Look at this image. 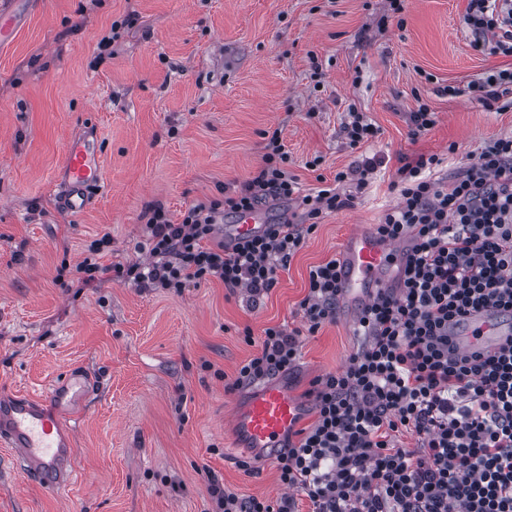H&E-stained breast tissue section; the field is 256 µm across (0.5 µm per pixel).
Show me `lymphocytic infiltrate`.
Here are the masks:
<instances>
[{"instance_id":"obj_1","label":"lymphocytic infiltrate","mask_w":512,"mask_h":512,"mask_svg":"<svg viewBox=\"0 0 512 512\" xmlns=\"http://www.w3.org/2000/svg\"><path fill=\"white\" fill-rule=\"evenodd\" d=\"M463 23L473 46L512 58V0H469ZM262 163L237 188L189 206L180 220L164 207L145 211L140 250L149 262L118 265V277L181 293L188 283L222 282L259 301L278 282L323 214L352 206L378 171L372 157L303 192L288 170L281 129L264 132ZM437 155L397 168V203L376 233L407 245L393 287L361 309L364 343L342 372L316 381V419L276 453L288 493L271 501L227 491L211 479L210 512H512V341L493 353L451 356L448 327L469 311L512 317V135L485 141L451 187L428 172ZM287 200L288 221L236 243L217 234L225 218ZM336 260L310 267L300 301L303 328L245 331L259 349L226 391L295 367L301 333L333 322L343 295ZM416 445L401 444L403 434Z\"/></svg>"}]
</instances>
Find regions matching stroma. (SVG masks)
I'll list each match as a JSON object with an SVG mask.
<instances>
[{
	"instance_id": "obj_1",
	"label": "stroma",
	"mask_w": 512,
	"mask_h": 512,
	"mask_svg": "<svg viewBox=\"0 0 512 512\" xmlns=\"http://www.w3.org/2000/svg\"><path fill=\"white\" fill-rule=\"evenodd\" d=\"M28 0L27 20L0 45V391L35 395L78 370L90 381L62 486L42 483L0 446V512H207L209 477L243 496L285 492L275 463L243 469L226 391L254 352L244 328L302 327L310 266L396 204L404 158H443L451 185L480 143L512 132V109L472 100L470 82L512 66L474 49L462 25L468 0ZM136 25L100 55L113 21ZM319 65L320 82L310 77ZM457 97L443 95L445 86ZM428 103L438 122L411 138L408 116ZM378 137L349 148V106ZM95 128L104 189L82 214L59 204L69 136ZM281 128L288 169L302 188L333 178L359 155L381 159L353 207L326 214L257 310L213 280L181 294L116 278L138 258L145 207L179 217L254 175L262 133ZM321 157L319 169L308 163ZM112 249L100 281L77 287L76 264L103 234ZM301 338L288 373L308 399L318 377L342 371L361 344L344 315Z\"/></svg>"
}]
</instances>
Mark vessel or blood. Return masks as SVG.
I'll return each mask as SVG.
<instances>
[{"instance_id": "b4317fda", "label": "vessel or blood", "mask_w": 512, "mask_h": 512, "mask_svg": "<svg viewBox=\"0 0 512 512\" xmlns=\"http://www.w3.org/2000/svg\"><path fill=\"white\" fill-rule=\"evenodd\" d=\"M65 191L63 208L81 213L94 202L95 190L103 184L102 162L96 147L86 138H71L61 166ZM268 227L263 210L237 216L224 228L225 240H241L263 233ZM406 246L381 240L372 227L356 229L345 239L337 259L345 293L356 306L370 304L377 296V279L391 263H402ZM457 351L481 347L491 352L512 336V325L503 323L490 311L466 315L448 330ZM88 391L82 375L72 383L53 381L48 401L25 394L0 398V443L14 448L25 466L41 474L52 486L67 479L66 462L72 447L73 430L58 411L59 404L76 403ZM304 418L303 407L289 392L284 376L252 385L241 404L233 406L235 445L252 449L258 459L269 458L281 448L288 433L296 431Z\"/></svg>"}]
</instances>
